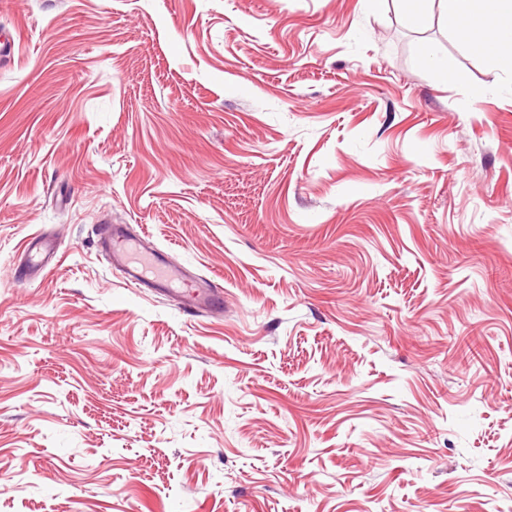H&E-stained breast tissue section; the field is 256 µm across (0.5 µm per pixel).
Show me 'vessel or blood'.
Listing matches in <instances>:
<instances>
[{
  "label": "vessel or blood",
  "instance_id": "vessel-or-blood-1",
  "mask_svg": "<svg viewBox=\"0 0 512 512\" xmlns=\"http://www.w3.org/2000/svg\"><path fill=\"white\" fill-rule=\"evenodd\" d=\"M102 249L109 251L113 266L118 269L126 282L139 285L144 281H153L160 289H168L180 304L192 307L197 311H211L219 309L224 301V292L219 288H212L193 279L183 281L181 289L169 288L168 282L173 274L169 272L155 250H148L125 238L119 227H112L104 240Z\"/></svg>",
  "mask_w": 512,
  "mask_h": 512
}]
</instances>
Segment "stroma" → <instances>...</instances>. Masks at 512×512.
<instances>
[{"instance_id":"1","label":"stroma","mask_w":512,"mask_h":512,"mask_svg":"<svg viewBox=\"0 0 512 512\" xmlns=\"http://www.w3.org/2000/svg\"><path fill=\"white\" fill-rule=\"evenodd\" d=\"M464 15L0 0V512H512V69ZM122 243L115 249L117 240ZM102 249L111 255V267L114 266L121 273L126 282L141 285L146 280H152L157 288L165 295L173 296L182 305L192 307L197 311H211L219 309L224 303V291L220 288H211L191 278H182L184 288L179 290L167 288L170 279L177 275L169 272L158 253L154 249L140 248L139 245L128 239L120 227L113 226L104 238L99 240Z\"/></svg>"}]
</instances>
